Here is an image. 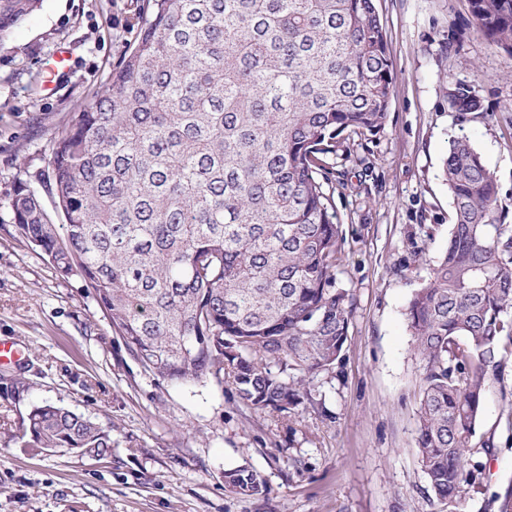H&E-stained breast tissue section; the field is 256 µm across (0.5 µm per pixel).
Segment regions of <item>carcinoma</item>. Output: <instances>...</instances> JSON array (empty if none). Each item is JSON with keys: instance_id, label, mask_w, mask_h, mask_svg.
I'll list each match as a JSON object with an SVG mask.
<instances>
[{"instance_id": "carcinoma-1", "label": "carcinoma", "mask_w": 512, "mask_h": 512, "mask_svg": "<svg viewBox=\"0 0 512 512\" xmlns=\"http://www.w3.org/2000/svg\"><path fill=\"white\" fill-rule=\"evenodd\" d=\"M36 0H0V35ZM477 31L512 53V0H467ZM136 45L112 83L54 139L46 191L17 185L22 238L93 290L142 367L173 383L228 378L250 411L314 402L348 340L343 230L330 183L352 135L384 130L392 64L374 0H143ZM475 112L471 88L451 93ZM448 246L407 307L425 363L416 450L429 489L457 512L487 385L512 343V225L469 136L448 140ZM0 383L15 400L30 384ZM19 439L33 454L102 459L112 435L50 403ZM224 485L265 495L251 467Z\"/></svg>"}]
</instances>
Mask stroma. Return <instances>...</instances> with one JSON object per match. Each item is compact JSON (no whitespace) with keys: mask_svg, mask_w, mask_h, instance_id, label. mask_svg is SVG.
<instances>
[{"mask_svg":"<svg viewBox=\"0 0 512 512\" xmlns=\"http://www.w3.org/2000/svg\"><path fill=\"white\" fill-rule=\"evenodd\" d=\"M392 61L383 132L338 162L333 203L344 228L337 280L354 295L328 411L243 409L231 384L174 385L147 372L113 333L81 278H61L16 231L18 183L43 191L53 140L105 92L132 49L136 0H39L0 36V340L22 352L9 371L33 388H0V512H448L416 453L424 364L406 309L448 245L453 208L442 179L451 136L467 134L512 224V54L476 30L466 0H375ZM71 68H48L58 49ZM471 88L475 112L449 92ZM48 402L112 433L97 460L22 448L19 424ZM475 483L459 512H497L512 479V354L487 388L473 450ZM249 465L269 493L227 490ZM452 106L459 112H475L480 108L479 100L471 88L465 85L457 86L451 93Z\"/></svg>","mask_w":512,"mask_h":512,"instance_id":"1","label":"stroma"}]
</instances>
